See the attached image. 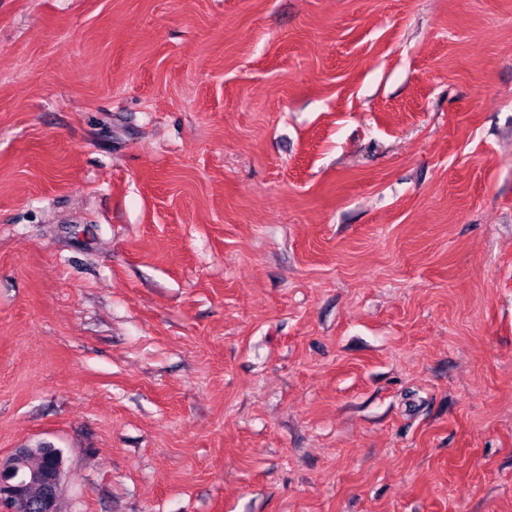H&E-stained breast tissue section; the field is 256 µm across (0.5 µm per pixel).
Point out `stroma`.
I'll list each match as a JSON object with an SVG mask.
<instances>
[{
  "label": "stroma",
  "instance_id": "stroma-1",
  "mask_svg": "<svg viewBox=\"0 0 512 512\" xmlns=\"http://www.w3.org/2000/svg\"><path fill=\"white\" fill-rule=\"evenodd\" d=\"M59 512H512V0H0V457ZM17 448L0 458V509L3 512H57L61 490L64 457L59 448ZM40 456L45 466L38 471L27 470L26 460ZM31 484L41 487V497L35 503L27 497Z\"/></svg>",
  "mask_w": 512,
  "mask_h": 512
}]
</instances>
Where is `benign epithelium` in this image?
I'll list each match as a JSON object with an SVG mask.
<instances>
[{
  "label": "benign epithelium",
  "instance_id": "7a95c632",
  "mask_svg": "<svg viewBox=\"0 0 512 512\" xmlns=\"http://www.w3.org/2000/svg\"><path fill=\"white\" fill-rule=\"evenodd\" d=\"M31 456L44 459L45 466L38 470L26 469ZM64 457L58 448H17L0 458V512H57L61 490ZM41 487V497L33 502L27 497L30 485Z\"/></svg>",
  "mask_w": 512,
  "mask_h": 512
}]
</instances>
